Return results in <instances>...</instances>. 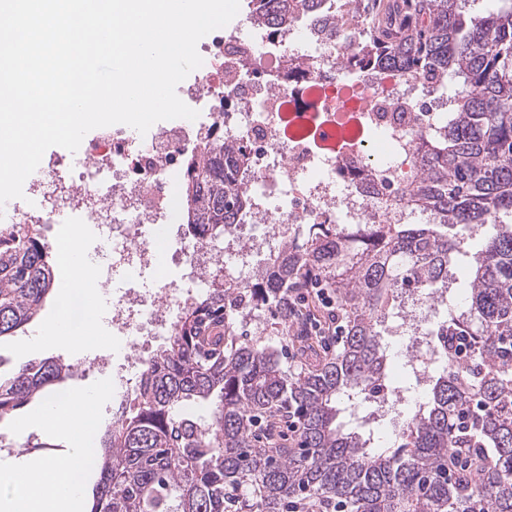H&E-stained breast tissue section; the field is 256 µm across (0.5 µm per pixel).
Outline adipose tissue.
Wrapping results in <instances>:
<instances>
[{"instance_id": "adipose-tissue-1", "label": "adipose tissue", "mask_w": 512, "mask_h": 512, "mask_svg": "<svg viewBox=\"0 0 512 512\" xmlns=\"http://www.w3.org/2000/svg\"><path fill=\"white\" fill-rule=\"evenodd\" d=\"M82 235L78 227L66 235L69 249L60 262L66 285L58 297L55 313L42 325L40 335L30 337L29 346L50 343L79 350L96 342L101 335L102 323L97 317H90L79 330L73 329L68 319L73 301L79 300L92 307L99 296L94 287L95 268L80 259ZM95 400V393L76 389L66 404H50L43 410L44 415L50 416L51 426L69 436L75 445L67 463L56 459H0V481H10L16 486L10 497H0V512H85V502L75 489L86 454L83 437L93 422L91 408ZM61 475L67 481L63 488L56 485Z\"/></svg>"}]
</instances>
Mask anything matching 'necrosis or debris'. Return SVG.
Instances as JSON below:
<instances>
[{
    "instance_id": "1",
    "label": "necrosis or debris",
    "mask_w": 512,
    "mask_h": 512,
    "mask_svg": "<svg viewBox=\"0 0 512 512\" xmlns=\"http://www.w3.org/2000/svg\"><path fill=\"white\" fill-rule=\"evenodd\" d=\"M304 41V74H338V54L309 42L306 31L293 28L273 40L262 38L244 57L235 52L239 37L214 31L200 46L203 72L181 92L182 101L198 111L196 120L157 125L136 140L122 128L96 129L77 152L43 156L37 176L25 185L28 206L0 211L1 231L49 226L64 217L94 231L97 286L112 292L108 325L119 356H95L83 369L110 370L113 403L131 392L154 342L168 335L176 315L215 278L248 283L267 252L292 240L300 224H381L397 218L385 202L395 185L408 180L420 132L441 117L435 101L417 93L415 81H406L396 95L415 103V122L390 124L366 113L371 137L345 153L325 154L310 142L284 139L278 103L298 93V79L287 75L288 59L292 44ZM209 130L245 147V185L254 201L248 225L227 227L226 246L218 252L181 236L185 204L172 199L173 175L183 174L186 160L201 153ZM281 192L291 197L288 209L271 211L270 198ZM165 258L175 273L159 287H141L145 274ZM433 309V303L416 298L406 317L412 332L394 331L405 364L419 365L423 380L434 347L425 330Z\"/></svg>"
}]
</instances>
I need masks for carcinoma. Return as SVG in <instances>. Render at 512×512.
Instances as JSON below:
<instances>
[{
	"instance_id": "1",
	"label": "carcinoma",
	"mask_w": 512,
	"mask_h": 512,
	"mask_svg": "<svg viewBox=\"0 0 512 512\" xmlns=\"http://www.w3.org/2000/svg\"><path fill=\"white\" fill-rule=\"evenodd\" d=\"M468 2L247 0L268 33L306 27L344 49V78L332 90L340 112L365 111L344 83L367 74L411 78L432 93L456 79L438 130L415 145L413 180L393 193V205L423 223L302 224L246 287L197 294L100 437L90 512H323L329 503L346 512H512V0L482 16ZM306 111L305 131L332 119L322 100ZM206 145L186 165L183 191L186 232L213 242L247 218L239 173L249 159L227 140ZM56 264L39 225L0 232V339L39 315ZM412 286L448 300L429 331L437 366L398 440L375 452V432L348 430L339 404L416 388L412 371L385 384L376 330L400 314ZM295 288L330 290L345 323L336 354L299 372L257 340L265 327L254 339L235 330L268 307L281 335L318 356L312 337L292 334L307 317L288 304ZM71 372L51 357L0 377V419L55 397ZM260 418L267 436L257 448ZM290 420L296 440L277 441Z\"/></svg>"
}]
</instances>
